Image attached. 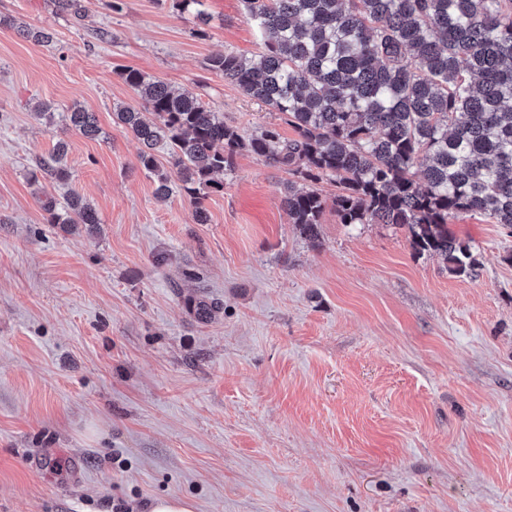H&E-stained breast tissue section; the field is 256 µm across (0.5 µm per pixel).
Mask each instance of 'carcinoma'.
<instances>
[{
  "label": "carcinoma",
  "mask_w": 512,
  "mask_h": 512,
  "mask_svg": "<svg viewBox=\"0 0 512 512\" xmlns=\"http://www.w3.org/2000/svg\"><path fill=\"white\" fill-rule=\"evenodd\" d=\"M199 32L210 16L203 0H182ZM261 41L252 62L233 52L208 59L211 70L286 117L294 137L274 126L249 138L197 94L175 90L138 70L121 74L144 106L113 110L139 141L140 165L155 176V198L173 191L156 167L167 143L181 189L207 221L203 200L217 173L251 152L288 171L281 199L290 223L319 238L325 200L315 185L336 184L342 224L407 229L418 253L436 255L448 274L476 275L470 244L449 221L479 215L512 226V0H244ZM80 21L82 0H55ZM64 126L96 139L93 113L75 108ZM67 142L35 162L41 177L64 181ZM48 223L92 229L95 209L70 195L45 202Z\"/></svg>",
  "instance_id": "cac0c4a2"
}]
</instances>
